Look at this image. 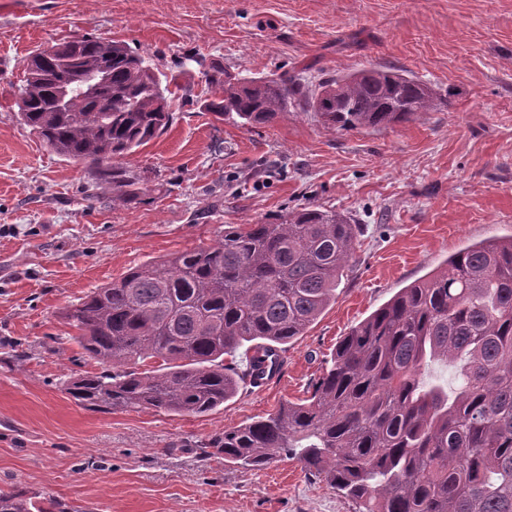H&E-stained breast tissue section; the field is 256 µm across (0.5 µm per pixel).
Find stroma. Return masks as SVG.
<instances>
[{
  "mask_svg": "<svg viewBox=\"0 0 512 512\" xmlns=\"http://www.w3.org/2000/svg\"><path fill=\"white\" fill-rule=\"evenodd\" d=\"M86 34L178 86L166 132L119 160L131 191L119 204L112 166L60 156L19 116L31 53ZM201 58L309 88L393 68L448 105L380 130L333 131L311 112L244 127L207 111ZM305 206L354 218L359 244L335 301L263 388L239 380L205 415L89 410L67 393L103 370L68 308L225 225ZM511 236L512 0H0V490L67 512H357L296 458L244 468L204 447L308 398L337 342L400 288Z\"/></svg>",
  "mask_w": 512,
  "mask_h": 512,
  "instance_id": "stroma-1",
  "label": "stroma"
}]
</instances>
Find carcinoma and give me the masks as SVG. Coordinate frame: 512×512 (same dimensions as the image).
<instances>
[{
	"instance_id": "obj_1",
	"label": "carcinoma",
	"mask_w": 512,
	"mask_h": 512,
	"mask_svg": "<svg viewBox=\"0 0 512 512\" xmlns=\"http://www.w3.org/2000/svg\"><path fill=\"white\" fill-rule=\"evenodd\" d=\"M19 88L20 120L57 154L114 163L169 127L174 92L141 56L96 37L54 46ZM104 73L112 97L72 89L58 74ZM207 110L243 126L318 112L333 130L377 129L447 104L396 70H361L308 89L294 76L247 84L211 66ZM358 225L334 211L294 209L273 224L230 226L214 244L150 261L98 288L65 318L103 364L159 357L161 373L110 370L68 381L89 409L205 414L234 394L236 376L271 378L270 358L336 299ZM239 372L224 356L245 342ZM451 364L457 385L421 370ZM212 454L261 467L293 452L360 512H512V237L489 238L400 289L338 342L309 399L212 437ZM0 512H63L0 491Z\"/></svg>"
}]
</instances>
